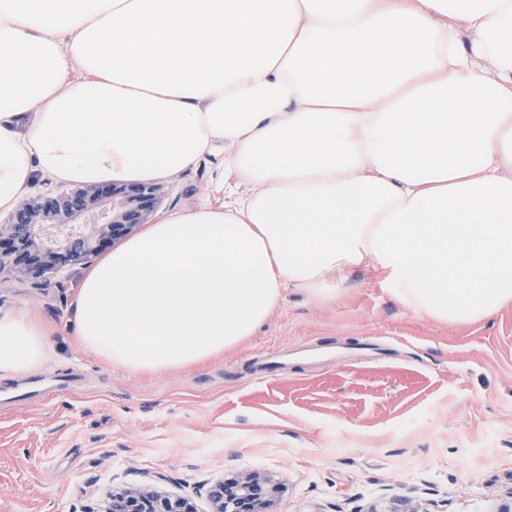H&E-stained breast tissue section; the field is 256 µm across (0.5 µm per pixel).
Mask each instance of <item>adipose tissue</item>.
Returning <instances> with one entry per match:
<instances>
[{"label":"adipose tissue","mask_w":512,"mask_h":512,"mask_svg":"<svg viewBox=\"0 0 512 512\" xmlns=\"http://www.w3.org/2000/svg\"><path fill=\"white\" fill-rule=\"evenodd\" d=\"M210 157L212 201L102 254L60 322L0 309V378L60 334L201 366L364 270L441 324L512 307V0H0V212Z\"/></svg>","instance_id":"adipose-tissue-1"}]
</instances>
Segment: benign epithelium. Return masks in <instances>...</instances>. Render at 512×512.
Returning <instances> with one entry per match:
<instances>
[{
    "mask_svg": "<svg viewBox=\"0 0 512 512\" xmlns=\"http://www.w3.org/2000/svg\"><path fill=\"white\" fill-rule=\"evenodd\" d=\"M157 184H101L49 195L19 206L0 224V272L39 279L88 261L110 243L146 223L156 206ZM273 489L259 472L216 483L213 512H273ZM99 512H194L186 498H171L148 486L108 495Z\"/></svg>",
    "mask_w": 512,
    "mask_h": 512,
    "instance_id": "obj_1",
    "label": "benign epithelium"
}]
</instances>
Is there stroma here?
<instances>
[{"mask_svg": "<svg viewBox=\"0 0 512 512\" xmlns=\"http://www.w3.org/2000/svg\"><path fill=\"white\" fill-rule=\"evenodd\" d=\"M217 169L165 183L155 216L206 202ZM82 271L10 278L0 308L60 318ZM54 342L39 374L82 383L0 408V512H84L140 484L212 512L211 486L247 471L279 486L276 512H497L512 497V308L442 325L361 274L336 303L286 296L200 367L140 374ZM265 354L282 366L258 381Z\"/></svg>", "mask_w": 512, "mask_h": 512, "instance_id": "35a3bbf8", "label": "stroma"}]
</instances>
